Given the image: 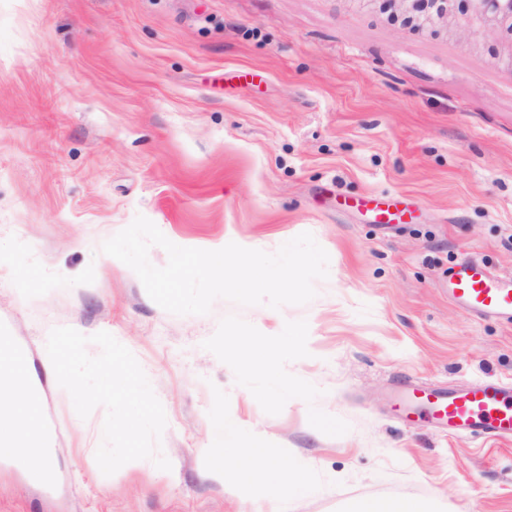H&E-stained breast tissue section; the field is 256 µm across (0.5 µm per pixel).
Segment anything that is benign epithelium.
I'll return each mask as SVG.
<instances>
[{"label":"benign epithelium","mask_w":512,"mask_h":512,"mask_svg":"<svg viewBox=\"0 0 512 512\" xmlns=\"http://www.w3.org/2000/svg\"><path fill=\"white\" fill-rule=\"evenodd\" d=\"M382 5L404 25L495 39L503 49L498 59L512 66V0H383Z\"/></svg>","instance_id":"obj_1"}]
</instances>
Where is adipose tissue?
<instances>
[{"label":"adipose tissue","instance_id":"1","mask_svg":"<svg viewBox=\"0 0 512 512\" xmlns=\"http://www.w3.org/2000/svg\"><path fill=\"white\" fill-rule=\"evenodd\" d=\"M48 435L40 424L39 404L30 377H17L0 363V445L16 448L19 461L43 478L52 475ZM225 463L208 469L207 477L234 487L252 482L264 475L267 482L283 485L285 490L300 488V473L284 472L270 462L262 441L253 446L225 449Z\"/></svg>","mask_w":512,"mask_h":512}]
</instances>
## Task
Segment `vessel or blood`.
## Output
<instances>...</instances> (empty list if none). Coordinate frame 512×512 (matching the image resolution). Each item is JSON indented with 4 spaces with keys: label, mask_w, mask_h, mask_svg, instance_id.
Masks as SVG:
<instances>
[{
    "label": "vessel or blood",
    "mask_w": 512,
    "mask_h": 512,
    "mask_svg": "<svg viewBox=\"0 0 512 512\" xmlns=\"http://www.w3.org/2000/svg\"><path fill=\"white\" fill-rule=\"evenodd\" d=\"M448 295L478 316L512 321V274L490 271L476 258L462 259L448 274ZM407 407L422 409L458 435H512V385L496 381L408 385Z\"/></svg>",
    "instance_id": "1"
}]
</instances>
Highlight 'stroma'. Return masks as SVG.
I'll use <instances>...</instances> for the list:
<instances>
[{
	"label": "stroma",
	"instance_id": "stroma-1",
	"mask_svg": "<svg viewBox=\"0 0 512 512\" xmlns=\"http://www.w3.org/2000/svg\"><path fill=\"white\" fill-rule=\"evenodd\" d=\"M145 216L174 244L329 255L310 302L157 305L102 243ZM512 274V67L492 42L413 30L365 0H0V336L29 370L53 328L112 334L163 405L172 464L88 462L38 378L57 477L0 460V512H345L406 494L512 512V440L461 438L391 401L413 381L512 383V323L468 315L448 269ZM303 332L302 349L273 346ZM270 343L264 366L245 353ZM262 433L305 485L208 479Z\"/></svg>",
	"mask_w": 512,
	"mask_h": 512
}]
</instances>
